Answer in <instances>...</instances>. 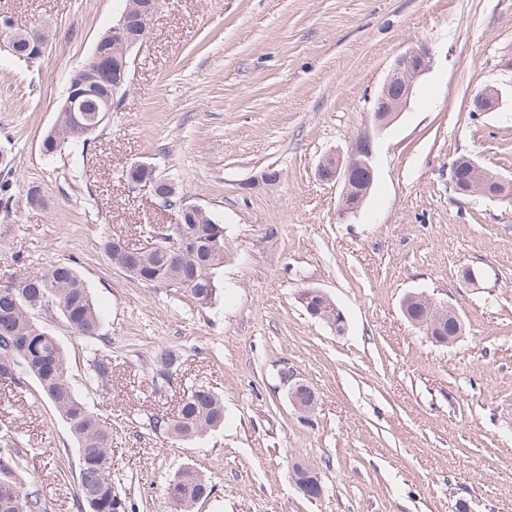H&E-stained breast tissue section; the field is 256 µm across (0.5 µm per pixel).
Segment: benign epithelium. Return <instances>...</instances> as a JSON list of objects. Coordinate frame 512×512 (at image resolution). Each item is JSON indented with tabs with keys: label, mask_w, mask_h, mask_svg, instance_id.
Here are the masks:
<instances>
[{
	"label": "benign epithelium",
	"mask_w": 512,
	"mask_h": 512,
	"mask_svg": "<svg viewBox=\"0 0 512 512\" xmlns=\"http://www.w3.org/2000/svg\"><path fill=\"white\" fill-rule=\"evenodd\" d=\"M160 8V0H150L143 4L138 3L134 8L122 11L117 23L107 32L108 38L120 44L121 51L112 65L114 78L112 89L124 84L123 69L127 66L126 59L134 51L140 50L145 44V34L148 32L152 20ZM24 42L16 44L17 38L11 18L0 16V47L8 50L20 60L32 63L40 59L48 49V40L45 31L40 28L28 29L23 35ZM99 48H94L90 58L82 66L84 78L70 84L68 97L64 107L66 112H110L111 101L103 99L97 103L92 100V90L99 80ZM432 62L431 52L427 44L415 42L408 47L395 61L388 76L373 99L370 109L373 127L381 131L388 127L409 104L413 94L416 80L427 70ZM501 104V91L488 86L479 91L474 99L473 106L477 112H493ZM468 170V179L465 184L456 183V171L459 167ZM128 173L133 175L131 181L140 186L142 184L152 187L155 196H160L157 189V179L154 178V168L145 163H136L130 166ZM485 174L480 164L472 158L458 159L450 165V180L453 181L454 191L459 194L480 195L482 197L499 200L501 196L489 191V184L479 181ZM318 175L326 181H336L342 185L339 215L345 217L357 212L372 188L375 177V157L370 135L361 136L351 147L347 157L338 154H327L318 165ZM287 382L290 385L289 399L291 404L301 412L310 411L315 399L304 400L300 392L308 386L297 380L294 373H289Z\"/></svg>",
	"instance_id": "obj_1"
}]
</instances>
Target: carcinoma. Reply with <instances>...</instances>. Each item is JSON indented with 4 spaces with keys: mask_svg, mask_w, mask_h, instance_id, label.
<instances>
[{
    "mask_svg": "<svg viewBox=\"0 0 512 512\" xmlns=\"http://www.w3.org/2000/svg\"><path fill=\"white\" fill-rule=\"evenodd\" d=\"M56 132H47L44 141L60 139L57 148L87 146L92 129L101 121L96 112H61ZM184 227L195 247L175 254L171 246L156 243L145 251H130L115 239L106 238L103 247L112 263L129 271V276L150 284L185 290L200 307L211 304L218 290L216 270L226 255L224 226L216 223L204 209L193 206ZM55 292L56 310L78 335L99 336L100 314L79 272L69 264H57L47 278L21 279L11 289H0V376L13 377L14 366L24 365L36 378L42 394L51 402L69 427L77 443L76 502L79 512H129L131 505L123 494L120 479L103 473L112 465V428L105 425L76 394L69 378L68 357L64 348L33 318L41 311L48 289ZM309 304L321 311L322 322L337 321L336 305L329 299L311 297ZM408 316L425 330L452 341L461 336L463 323L452 317L436 318L418 296L407 300ZM179 357L164 351L157 358V375L171 376ZM92 379H112V356L94 354ZM224 425V402L210 387L198 385L190 390L173 419L154 418L149 426L163 429L178 440H192ZM16 444L0 443V512H15L13 499L24 500L25 512H46L40 489L25 488L17 478ZM212 489L202 472L187 465L167 486V496L175 512H193L194 506L209 498Z\"/></svg>",
    "mask_w": 512,
    "mask_h": 512,
    "instance_id": "1",
    "label": "carcinoma"
}]
</instances>
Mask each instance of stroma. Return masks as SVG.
Segmentation results:
<instances>
[{"instance_id": "obj_1", "label": "stroma", "mask_w": 512, "mask_h": 512, "mask_svg": "<svg viewBox=\"0 0 512 512\" xmlns=\"http://www.w3.org/2000/svg\"><path fill=\"white\" fill-rule=\"evenodd\" d=\"M123 0H0L18 28L48 25L33 63L0 49V152L13 159L11 215L0 221V284L56 264L78 270L100 335H75L57 311L35 320L65 348L70 381L112 426V456L134 512H173L184 466L213 492L194 512H512V199L463 197L461 156L512 178V0H163L129 87L84 153L47 156L69 74L90 57ZM430 69L374 136L376 177L339 219L342 188L319 180L329 153L370 131L371 100L411 43ZM501 89L500 108L474 95ZM155 165L188 203L224 226L227 257L211 305L131 279L105 237L150 245L174 223L126 171ZM281 181L265 185L267 168ZM43 192L44 207L26 203ZM343 312V331L311 318L301 290ZM426 293L463 334L430 341L401 311ZM112 379L91 380L95 349ZM181 364L159 378L153 360ZM315 393L296 411L284 371ZM224 400V425L192 441L152 431L196 385ZM19 439L22 483L48 512H78L76 444L28 372L0 377V435ZM316 472L306 498L294 464Z\"/></svg>"}]
</instances>
